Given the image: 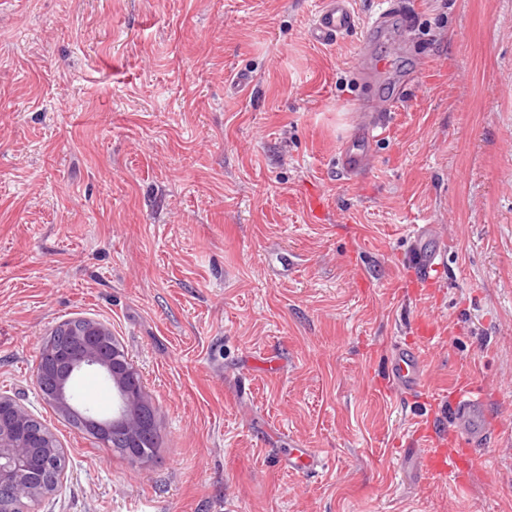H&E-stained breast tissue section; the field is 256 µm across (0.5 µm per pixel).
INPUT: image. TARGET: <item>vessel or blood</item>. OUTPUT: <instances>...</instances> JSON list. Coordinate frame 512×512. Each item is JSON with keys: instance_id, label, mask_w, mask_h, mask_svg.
<instances>
[{"instance_id": "vessel-or-blood-1", "label": "vessel or blood", "mask_w": 512, "mask_h": 512, "mask_svg": "<svg viewBox=\"0 0 512 512\" xmlns=\"http://www.w3.org/2000/svg\"><path fill=\"white\" fill-rule=\"evenodd\" d=\"M403 15L397 0H382L380 8L366 24V36L353 58L358 74L378 86L379 91L376 96L358 103L357 108L364 118L342 142L336 154V169L351 179L370 167V145L393 130L408 85L404 78L395 84L390 81L396 60L408 51L405 37L392 34L395 19ZM357 24L352 0H323L307 36L315 43H331ZM381 40L386 43V52L379 55L374 46ZM410 233L413 249L407 261L411 279L427 292L443 275L450 240L433 232L427 224L411 225ZM414 329L417 341L395 344L384 367L388 389L407 400L423 394L426 380L422 351L440 334L436 322L426 314L416 316ZM449 411L452 431H441L436 421L426 422L413 440L412 453L422 462V480L447 477L463 485L474 468L475 450L490 447L500 426L490 413L483 385L474 381L454 382ZM280 459L289 471L298 475L315 473L323 465L321 458L309 448L281 449Z\"/></svg>"}]
</instances>
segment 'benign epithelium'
Listing matches in <instances>:
<instances>
[{"instance_id":"7a95c632","label":"benign epithelium","mask_w":512,"mask_h":512,"mask_svg":"<svg viewBox=\"0 0 512 512\" xmlns=\"http://www.w3.org/2000/svg\"><path fill=\"white\" fill-rule=\"evenodd\" d=\"M112 341L110 329L96 322L78 332L70 346L50 337L41 348L35 372L43 396L59 410L77 415L105 448L112 447L117 432L135 438L150 430L139 410L148 402L140 373L119 352L107 353ZM85 371H97L107 382H117L112 417L101 419L79 402L71 382ZM33 418L16 399L0 392V512H21V505L55 491L65 479L63 471L50 485L40 479L53 467L62 447L48 428L35 427Z\"/></svg>"}]
</instances>
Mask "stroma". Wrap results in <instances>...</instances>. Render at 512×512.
<instances>
[{
	"mask_svg": "<svg viewBox=\"0 0 512 512\" xmlns=\"http://www.w3.org/2000/svg\"><path fill=\"white\" fill-rule=\"evenodd\" d=\"M376 2L317 45L319 0H0V392L67 458L34 512H512V0H402L419 77L348 183L330 163L371 93L353 57ZM413 224L451 241L420 302ZM423 312L445 334L408 402L383 362ZM71 318L139 370L147 462L37 387ZM469 375L499 435L465 488L417 485L414 424H449ZM292 440L323 469L288 472Z\"/></svg>",
	"mask_w": 512,
	"mask_h": 512,
	"instance_id": "stroma-1",
	"label": "stroma"
}]
</instances>
